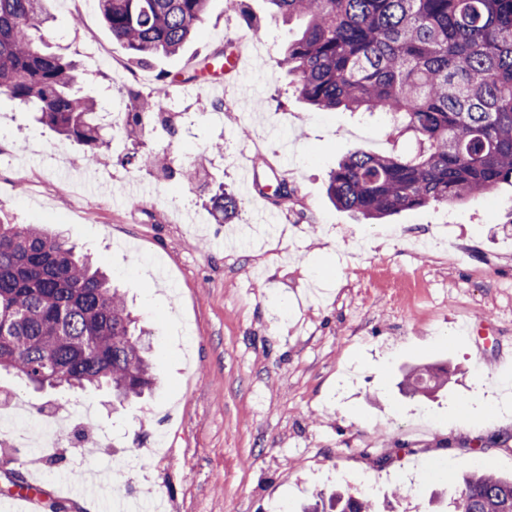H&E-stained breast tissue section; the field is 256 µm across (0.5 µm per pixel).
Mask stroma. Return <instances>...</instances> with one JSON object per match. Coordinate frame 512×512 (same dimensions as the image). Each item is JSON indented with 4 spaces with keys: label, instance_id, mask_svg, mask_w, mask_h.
Wrapping results in <instances>:
<instances>
[{
    "label": "stroma",
    "instance_id": "obj_1",
    "mask_svg": "<svg viewBox=\"0 0 512 512\" xmlns=\"http://www.w3.org/2000/svg\"><path fill=\"white\" fill-rule=\"evenodd\" d=\"M52 14V51L79 64L103 112L183 91L141 135L105 130L91 166L0 91V220L69 235L98 260L149 331L159 381L122 408L104 390L39 392L0 372V405L19 399L35 423L60 408L82 435L63 449L40 438L39 512H110L118 495L167 512H301L365 482L375 512H430L434 496L451 512L470 465L511 477L512 373L498 360L512 352V185L372 224L337 208L328 179L345 155L415 142L381 114L306 104L276 63L300 28L266 0H210L198 37L147 66L95 0H53ZM241 28L267 42L251 78L204 66L242 51ZM162 153L169 169L149 162ZM282 180L290 199L258 197ZM222 189L240 201L228 224L211 204ZM432 364L452 373L435 397L400 393L407 370Z\"/></svg>",
    "mask_w": 512,
    "mask_h": 512
}]
</instances>
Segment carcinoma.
Wrapping results in <instances>:
<instances>
[{
    "label": "carcinoma",
    "instance_id": "carcinoma-1",
    "mask_svg": "<svg viewBox=\"0 0 512 512\" xmlns=\"http://www.w3.org/2000/svg\"><path fill=\"white\" fill-rule=\"evenodd\" d=\"M52 0H0V91L97 162L94 100L76 96V67L47 52ZM112 37L147 65L178 54L210 0H96ZM273 16L305 22L279 66L319 110L383 112L415 136L412 154L352 152L331 172L335 205L379 220L429 205H457L512 184V0H267ZM167 111L162 96L132 98L124 129ZM223 219L239 201L215 198ZM36 390L105 388L120 404L153 390L151 343L124 295L90 254L38 224L0 221V370ZM447 369L416 367L401 390L430 397ZM365 512L340 493L307 512ZM455 512H512V480L472 470Z\"/></svg>",
    "mask_w": 512,
    "mask_h": 512
}]
</instances>
